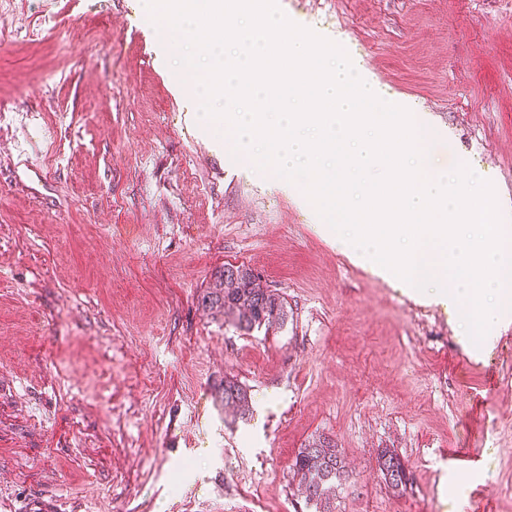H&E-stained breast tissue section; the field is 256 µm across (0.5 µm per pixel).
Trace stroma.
<instances>
[{
    "mask_svg": "<svg viewBox=\"0 0 512 512\" xmlns=\"http://www.w3.org/2000/svg\"><path fill=\"white\" fill-rule=\"evenodd\" d=\"M278 4L512 206V0ZM198 98L143 0H0V512H301L293 459L321 436L337 512H512V317L474 344L353 262ZM228 262L285 297L283 328L204 309ZM221 398L224 408L236 416L246 418L252 412L251 396L248 388L238 382L234 376L225 375L221 385ZM377 470L381 480L392 490L399 491L408 481L405 465L400 457L388 448L377 456Z\"/></svg>",
    "mask_w": 512,
    "mask_h": 512,
    "instance_id": "obj_1",
    "label": "stroma"
}]
</instances>
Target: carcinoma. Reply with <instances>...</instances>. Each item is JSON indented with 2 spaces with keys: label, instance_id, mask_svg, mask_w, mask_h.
<instances>
[{
  "label": "carcinoma",
  "instance_id": "1",
  "mask_svg": "<svg viewBox=\"0 0 512 512\" xmlns=\"http://www.w3.org/2000/svg\"><path fill=\"white\" fill-rule=\"evenodd\" d=\"M226 278L206 290L211 298L210 310L224 316V324L245 334L255 329H280L288 321L284 297L261 284V277L245 264H224ZM224 408L245 418L252 412L248 388L230 375H224L221 387ZM296 477L295 496L304 502L307 512H336V490L349 478L343 449L329 437H319L298 449L292 464ZM377 470L381 480L398 491L408 481L405 465L388 448L377 456Z\"/></svg>",
  "mask_w": 512,
  "mask_h": 512
}]
</instances>
